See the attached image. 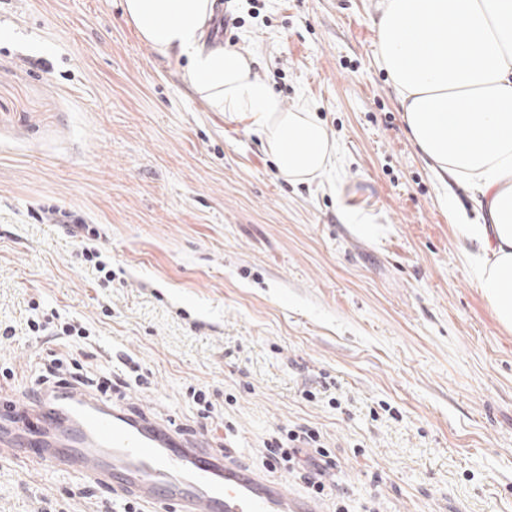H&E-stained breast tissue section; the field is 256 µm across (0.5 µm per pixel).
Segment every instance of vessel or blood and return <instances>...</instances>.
<instances>
[{
    "instance_id": "vessel-or-blood-1",
    "label": "vessel or blood",
    "mask_w": 512,
    "mask_h": 512,
    "mask_svg": "<svg viewBox=\"0 0 512 512\" xmlns=\"http://www.w3.org/2000/svg\"><path fill=\"white\" fill-rule=\"evenodd\" d=\"M4 410L36 420L38 434L0 428V458L21 457L33 446L41 463L171 512H315L311 500L284 494L231 458H216L204 438L131 420L81 389L71 390L64 410L24 397L7 400Z\"/></svg>"
}]
</instances>
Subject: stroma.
<instances>
[{"instance_id":"35a3bbf8","label":"stroma","mask_w":512,"mask_h":512,"mask_svg":"<svg viewBox=\"0 0 512 512\" xmlns=\"http://www.w3.org/2000/svg\"><path fill=\"white\" fill-rule=\"evenodd\" d=\"M378 5L226 0L235 49L334 144L295 183L121 0H0V403L50 355L98 376L131 360L141 380L114 404L284 493L305 490L268 442L316 430L347 490L320 512H512V329L456 232L477 202L421 159L378 65ZM61 504L120 512L88 478L0 463V512Z\"/></svg>"}]
</instances>
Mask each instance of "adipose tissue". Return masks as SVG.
<instances>
[{
  "mask_svg": "<svg viewBox=\"0 0 512 512\" xmlns=\"http://www.w3.org/2000/svg\"><path fill=\"white\" fill-rule=\"evenodd\" d=\"M142 40L186 59L192 91L214 112L242 117L278 171L303 182L334 146L305 105L286 107L239 51L207 28L219 0H123ZM378 60L397 90L407 133L430 170L462 182L482 210L459 225L479 253L475 280L500 324L512 327V0H381Z\"/></svg>",
  "mask_w": 512,
  "mask_h": 512,
  "instance_id": "1",
  "label": "adipose tissue"
}]
</instances>
